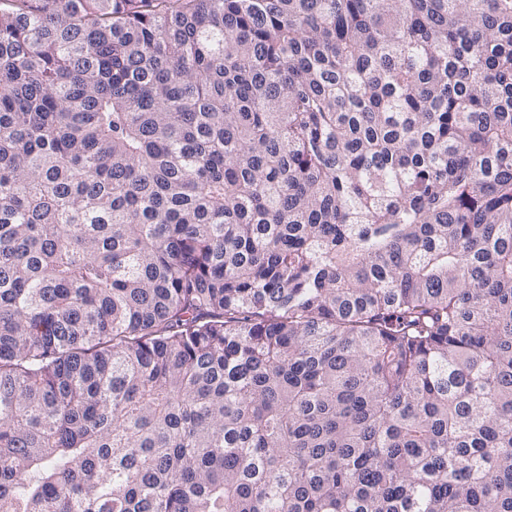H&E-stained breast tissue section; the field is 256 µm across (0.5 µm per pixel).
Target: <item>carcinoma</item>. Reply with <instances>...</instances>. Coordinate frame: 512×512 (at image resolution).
Wrapping results in <instances>:
<instances>
[{
  "label": "carcinoma",
  "instance_id": "obj_1",
  "mask_svg": "<svg viewBox=\"0 0 512 512\" xmlns=\"http://www.w3.org/2000/svg\"><path fill=\"white\" fill-rule=\"evenodd\" d=\"M0 512H512V0H0Z\"/></svg>",
  "mask_w": 512,
  "mask_h": 512
}]
</instances>
